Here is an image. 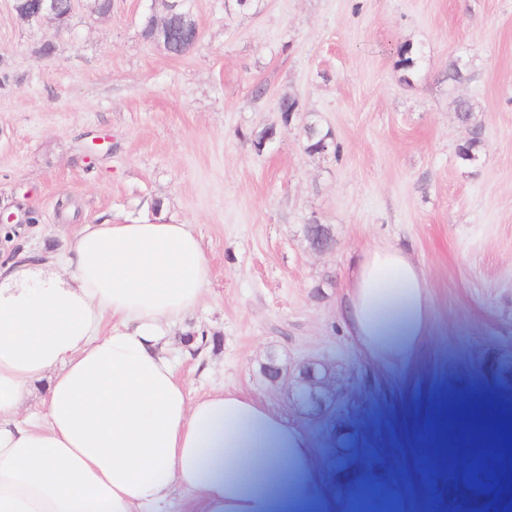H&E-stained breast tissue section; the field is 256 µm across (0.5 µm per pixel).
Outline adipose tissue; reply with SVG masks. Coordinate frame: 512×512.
Segmentation results:
<instances>
[{"mask_svg":"<svg viewBox=\"0 0 512 512\" xmlns=\"http://www.w3.org/2000/svg\"><path fill=\"white\" fill-rule=\"evenodd\" d=\"M209 284L190 225L86 224L64 254L0 260V512H322L323 477L297 428L224 387L191 395L170 328ZM370 360L423 345L431 302L403 248L366 250L340 304ZM47 382L42 421L20 414Z\"/></svg>","mask_w":512,"mask_h":512,"instance_id":"ef3b65f1","label":"adipose tissue"}]
</instances>
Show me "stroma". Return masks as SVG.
<instances>
[{"label": "stroma", "instance_id": "stroma-1", "mask_svg": "<svg viewBox=\"0 0 512 512\" xmlns=\"http://www.w3.org/2000/svg\"><path fill=\"white\" fill-rule=\"evenodd\" d=\"M192 3L198 40L174 56L141 36L148 0H112L106 15L79 0L65 29L21 23L0 0V213L14 217L0 255L59 254L90 223L190 225L210 280L169 346L192 394L237 388L340 464L328 512H343L361 465L400 512H495L512 477L477 490L464 467L512 397V0ZM405 44L421 53L406 83ZM455 59L464 81L448 78ZM284 96L300 104L287 123ZM459 99L483 139L471 165L457 156ZM310 123L332 149L306 150ZM313 223L330 250L310 247ZM381 241L423 266L432 306L399 367L364 357L339 320L351 260ZM200 332L206 346L187 343ZM271 354L327 364L319 425L295 383L264 377ZM440 412L436 483L423 460Z\"/></svg>", "mask_w": 512, "mask_h": 512}]
</instances>
